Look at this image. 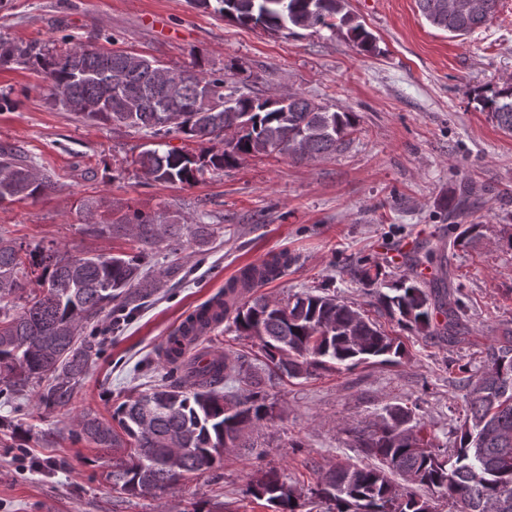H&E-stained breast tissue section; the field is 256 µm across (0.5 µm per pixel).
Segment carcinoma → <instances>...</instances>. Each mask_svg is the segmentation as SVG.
Listing matches in <instances>:
<instances>
[{
    "label": "carcinoma",
    "instance_id": "cac0c4a2",
    "mask_svg": "<svg viewBox=\"0 0 512 512\" xmlns=\"http://www.w3.org/2000/svg\"><path fill=\"white\" fill-rule=\"evenodd\" d=\"M478 6L450 8L448 0H416L422 16L455 37L467 36L490 20L499 0H470ZM199 9H213L231 21L274 32L296 28L347 27L348 38L364 51L375 48L374 36L346 11V0H191ZM9 54L0 63L17 61L39 68L47 82V98L68 97L67 111L83 120L145 131L154 136L180 133L207 145L194 155L177 149L164 153L146 149L136 163L156 181L190 184L210 168L221 171L250 156L287 153L308 160L334 153L346 144L354 113L328 107L297 93L286 101L245 92L196 67L173 70L163 78L157 59L101 50L73 43L52 53L36 43L0 40ZM483 108L498 126L512 133V85L482 98ZM56 188L52 177L36 169L27 155L0 145V203L43 196ZM472 186L450 202L448 215L465 213ZM142 242L174 233L151 215L135 213L118 220ZM454 243L467 245L479 235L478 224L455 225ZM22 247L0 238V302L24 289L27 265ZM292 259L282 252L262 265H247L214 298L232 317L236 332L258 341L268 376L282 372L307 378L330 365L355 367L371 358L395 363L402 343L365 314L328 293L295 294L287 302L256 295L257 289L282 275ZM42 294L35 295L15 316L0 319V382L16 393L46 376L52 382L40 395L46 406L67 404L80 379L98 357L102 342L82 335L85 323L97 318L112 302L117 311L150 295L159 282L144 269L140 255L84 253L47 255ZM359 281L372 290L376 305L404 329L426 336H454L459 315L447 310L450 291L427 288L412 277L393 283L378 265H364ZM211 303L201 306L168 339L167 356L183 354L179 337L202 320ZM445 321H434L436 311ZM194 383L185 387L169 371L162 383L119 404L112 422L84 413L79 433L97 447L113 452L108 476L129 496L164 492L183 476L200 474L224 461V435L241 424L257 429L272 418L273 404L262 388L259 367L224 356L221 363L192 368ZM465 418L451 447L421 436L413 409H386L373 428L354 429V447L374 465L339 460L318 478L315 497L327 512H435L428 498L413 487L438 490L456 512H512V329L505 339L486 349L481 370L464 384ZM152 415L153 429L140 427L143 411ZM191 448L182 470L167 467L171 448ZM272 512H302L301 493L274 470L263 472L250 486Z\"/></svg>",
    "mask_w": 512,
    "mask_h": 512
}]
</instances>
